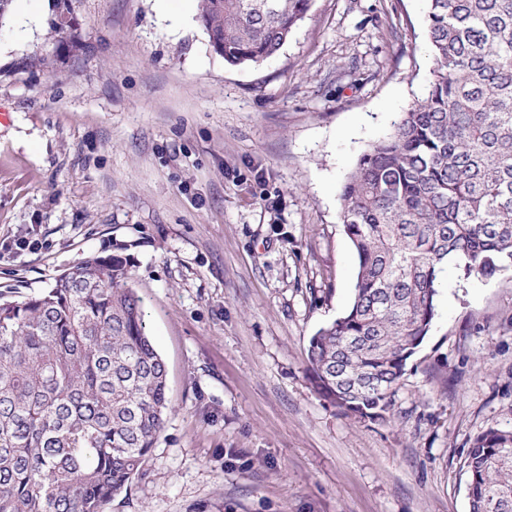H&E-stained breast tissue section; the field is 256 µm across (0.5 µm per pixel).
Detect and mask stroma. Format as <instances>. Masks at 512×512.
I'll return each instance as SVG.
<instances>
[{"label":"stroma","mask_w":512,"mask_h":512,"mask_svg":"<svg viewBox=\"0 0 512 512\" xmlns=\"http://www.w3.org/2000/svg\"><path fill=\"white\" fill-rule=\"evenodd\" d=\"M69 7L56 39L57 0L0 20V286L128 259L170 408L109 512H470L474 438L512 429V265L444 267L386 421L345 416L307 361L358 273L341 186L428 89L426 0H313L241 67L198 0Z\"/></svg>","instance_id":"1"}]
</instances>
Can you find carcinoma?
<instances>
[{
	"mask_svg": "<svg viewBox=\"0 0 512 512\" xmlns=\"http://www.w3.org/2000/svg\"><path fill=\"white\" fill-rule=\"evenodd\" d=\"M311 2L200 0L198 20L224 64L259 65ZM426 28L427 94L342 186L357 281L307 352L316 392L372 422L430 331L443 266L512 263V0H428ZM168 406L121 255H91L40 294L0 290V512H107L144 474ZM467 470L470 512H512V431L478 435Z\"/></svg>",
	"mask_w": 512,
	"mask_h": 512,
	"instance_id": "cac0c4a2",
	"label": "carcinoma"
}]
</instances>
